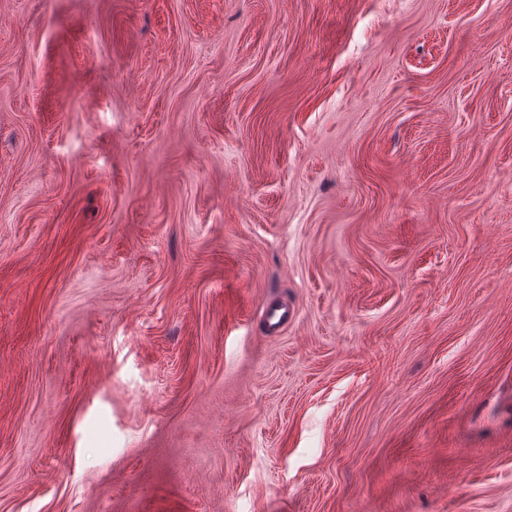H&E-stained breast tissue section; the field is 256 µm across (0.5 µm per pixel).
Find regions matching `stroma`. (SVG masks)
<instances>
[{
	"label": "stroma",
	"instance_id": "1",
	"mask_svg": "<svg viewBox=\"0 0 512 512\" xmlns=\"http://www.w3.org/2000/svg\"><path fill=\"white\" fill-rule=\"evenodd\" d=\"M0 512H512V0H0Z\"/></svg>",
	"mask_w": 512,
	"mask_h": 512
}]
</instances>
